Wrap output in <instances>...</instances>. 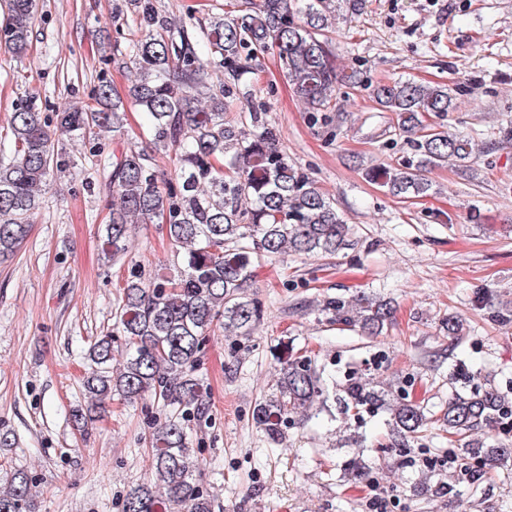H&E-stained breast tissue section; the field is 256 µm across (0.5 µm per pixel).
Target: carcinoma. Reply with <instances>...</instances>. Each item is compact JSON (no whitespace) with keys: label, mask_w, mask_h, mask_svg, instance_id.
Masks as SVG:
<instances>
[{"label":"carcinoma","mask_w":512,"mask_h":512,"mask_svg":"<svg viewBox=\"0 0 512 512\" xmlns=\"http://www.w3.org/2000/svg\"><path fill=\"white\" fill-rule=\"evenodd\" d=\"M236 2L235 10L214 13L196 26L160 12L153 0H123L113 7L112 61L130 72L124 91L101 74L83 105L49 118L36 101L20 97L8 120L14 157L0 163V258L12 255L27 236L41 192L54 173L67 170L68 147L102 155V135L124 128L129 103L146 118L151 150L131 149L107 160L104 191L111 218L103 245L118 258L131 225L164 218L179 268L127 281L115 312L123 363L112 368V336L94 342L83 379L86 401L71 412L82 432L102 417L115 395L126 402L149 397L166 413L150 438L151 475L127 490L122 512H213L199 479L201 463L188 447L190 424L210 418L207 388L196 375L209 333L220 328L237 336L263 320L261 303L246 296L254 258L286 250L333 255L352 245V225L312 174L288 161L265 109L248 113V131L224 120L232 83L254 74L252 62L267 53L277 56L314 119H328L336 85L355 82V73L337 68L325 0ZM5 7L0 48L22 58L33 33L35 3L5 0ZM218 73L227 79L212 81ZM373 95L414 150L409 159L368 170L390 194L425 197L432 184L424 171L450 160L463 167L473 160V138L427 122L453 108L447 88L387 81ZM167 153L176 160L168 178L156 163L157 155ZM321 311L368 336L382 334L394 320L391 303L365 294L329 297ZM331 389L336 381L317 372L311 358L289 359L280 368L276 396L257 404L252 418L281 445L286 425L312 417L314 403ZM341 392L347 410L387 412L392 437L403 442L417 438L427 424L425 407L361 376H349ZM509 410L508 396L476 386L449 397L439 421L448 434L466 438L459 449L463 459L494 466L512 457V433L503 431L506 438L492 448L470 434L498 429ZM32 487L25 471L14 472L0 489V512H37Z\"/></svg>","instance_id":"carcinoma-1"}]
</instances>
